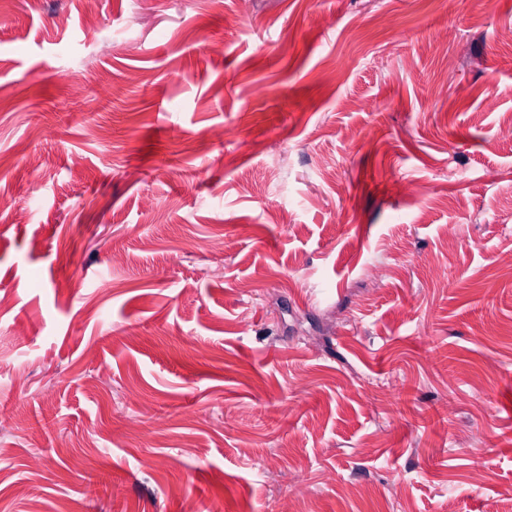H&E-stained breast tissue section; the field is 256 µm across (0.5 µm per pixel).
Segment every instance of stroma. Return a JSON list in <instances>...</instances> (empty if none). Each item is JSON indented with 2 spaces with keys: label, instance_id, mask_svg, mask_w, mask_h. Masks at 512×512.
Returning <instances> with one entry per match:
<instances>
[{
  "label": "stroma",
  "instance_id": "35a3bbf8",
  "mask_svg": "<svg viewBox=\"0 0 512 512\" xmlns=\"http://www.w3.org/2000/svg\"><path fill=\"white\" fill-rule=\"evenodd\" d=\"M96 26L0 0V512H512V0Z\"/></svg>",
  "mask_w": 512,
  "mask_h": 512
}]
</instances>
